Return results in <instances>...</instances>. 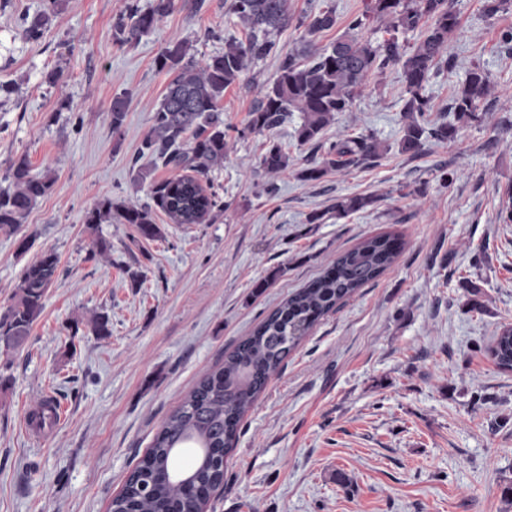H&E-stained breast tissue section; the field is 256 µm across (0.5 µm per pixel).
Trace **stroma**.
<instances>
[{
    "label": "stroma",
    "mask_w": 512,
    "mask_h": 512,
    "mask_svg": "<svg viewBox=\"0 0 512 512\" xmlns=\"http://www.w3.org/2000/svg\"><path fill=\"white\" fill-rule=\"evenodd\" d=\"M126 2L65 0L31 42L22 19L43 0H0V84L12 88L0 93V191L11 189L8 161L22 152L33 173L55 178L17 233L0 231V312L42 249L60 256L26 344L0 349L10 379L0 391V512H110L197 382L336 255L385 233L404 242L397 261L271 374L209 512H512L501 496L512 483V371L489 354L497 330L512 325V224L497 218L512 182V47L500 39L512 9L489 20L482 0H453L456 67L426 86L431 121L452 122L455 90L472 64L484 66L495 97L481 103L482 121L451 141L426 138L418 155L399 152L406 92L391 68L322 134L327 145L370 133L386 152L317 182L297 176L324 157L298 143L299 116L239 137L253 83L276 76L275 57L256 62L224 92L228 146L207 178L223 211L205 224L157 213L162 236L147 240L130 224L88 225L85 214L105 196L148 202L150 181L170 174L139 153L168 81L154 59L171 40L208 55L245 31L229 0H177L155 31L122 46L112 21ZM209 29L221 38L205 39ZM120 94L129 107L116 137L108 110ZM273 143L290 157L274 176L261 165ZM349 195L374 202L337 218V199ZM315 213L320 222L309 223ZM101 238L110 253L92 257ZM466 278L486 312L468 310ZM99 312L109 316L105 336L91 329ZM48 398L63 417L36 440L23 418Z\"/></svg>",
    "instance_id": "1"
}]
</instances>
